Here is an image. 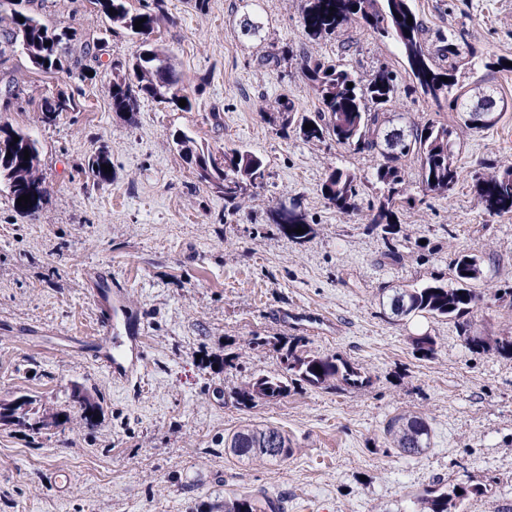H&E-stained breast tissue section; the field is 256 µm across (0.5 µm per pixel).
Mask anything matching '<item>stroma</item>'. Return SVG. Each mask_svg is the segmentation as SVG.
<instances>
[{
  "label": "stroma",
  "instance_id": "obj_1",
  "mask_svg": "<svg viewBox=\"0 0 512 512\" xmlns=\"http://www.w3.org/2000/svg\"><path fill=\"white\" fill-rule=\"evenodd\" d=\"M428 48L449 30L464 32L477 55L469 83L497 87L512 101V0H411ZM304 0H169L170 19L154 43L169 49L193 88L192 110L143 99L136 124L112 110L103 74L131 59L135 36L112 26L89 0H47L50 24L74 31L69 73L35 69L20 51L0 57V79L21 93L0 94V123L40 144L47 197L39 213L17 211L0 185V401L27 396L34 412H61L60 426L32 432L0 425V512H210L226 493L266 491L283 512H415V494L464 483L476 495L459 512H512V360L467 349L453 321L398 320L383 296L428 279L451 280L462 252L483 261L475 329L506 333L512 305V215L490 216L475 185L492 166L512 162V108L488 129H461L459 181L445 197L403 207L402 258L384 259L387 241L368 231L366 212L345 215L323 199L331 167L370 177L373 158L283 134L265 118L282 99L303 112L317 101L301 67L305 54L343 58L361 80L398 61L397 50L360 24L308 41ZM259 22L247 34L244 19ZM353 43L341 52L342 40ZM290 48L276 65L257 60ZM79 90V107L51 126L37 120L42 96ZM191 130L219 148L261 155L270 176L236 211L199 183L173 135ZM112 160V180L94 185L87 161ZM296 207L315 232L296 244L272 214ZM108 271L122 288L129 330L143 328L137 381L114 383L83 348L58 339L88 330L95 307L87 270ZM430 332L434 358L411 338ZM267 338L254 347L252 337ZM301 336L310 353L340 355L372 378L359 390L298 387L280 400L239 406L251 376L281 372L282 339ZM82 390L99 403L93 423L72 401ZM422 413L431 446L404 457L386 447L385 422ZM281 428L296 443L288 461L240 463L224 439L241 425ZM72 477L59 493L49 474Z\"/></svg>",
  "mask_w": 512,
  "mask_h": 512
}]
</instances>
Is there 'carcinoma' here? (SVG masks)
<instances>
[{"mask_svg": "<svg viewBox=\"0 0 512 512\" xmlns=\"http://www.w3.org/2000/svg\"><path fill=\"white\" fill-rule=\"evenodd\" d=\"M99 11L112 24L131 34L154 33L168 19V0H143L136 11H131L127 0H94ZM334 11H329V8ZM24 21H19V18ZM145 19L141 30H135V21ZM413 19L407 23V19ZM363 23L380 39L393 42L399 49L412 83L400 86L397 74L390 66L381 67L367 83L341 61L304 56L302 73L318 106L312 112H300L290 100L279 104L269 113L268 121L283 134L292 130L308 143L331 140L336 145L355 151L375 154L372 178L378 192L367 203L370 224L366 228L385 235L394 234L396 212L416 199L409 193L402 160L408 156L419 163L421 183L425 193L445 196L454 190L459 180L455 161L456 140L447 123L427 122L423 125L395 126L386 117L398 94H421L431 99L438 108H447L466 115L465 123L475 129L495 125L501 112L508 109V100L496 97L492 86L472 87L459 80V63L474 57L463 34L441 35L435 51L427 48L424 40V22L411 7V0H307L302 26L312 42L328 35H336L351 22ZM0 33L4 43L13 45L24 37V54L30 63L45 71L66 73L67 33L51 29L40 14L14 9L7 17L0 15ZM454 60L451 72L437 67L436 58ZM448 81H442V78ZM353 87H348V83ZM108 93L112 110L133 125L139 112V101H153L179 107V100L187 101L182 110L192 108L191 97L182 86L169 54L148 43L140 46L132 61L112 63ZM79 107L75 96L61 91L45 96L38 104L39 122L51 125L65 112ZM314 124L307 130L305 125ZM19 141H14V138ZM183 161L194 170L207 166L209 175H198L201 183L224 196V208L241 207L252 196L255 187L269 177L265 159L240 146H224L221 153L213 152L188 132L180 131L174 138ZM29 160H24V152ZM41 150L37 140L18 128L0 125V183L5 184L12 199L30 196L27 207L18 210L33 215L40 211L46 196L40 176ZM112 165L108 154L99 152L88 160V168L96 183H106L111 173L102 165ZM363 181L355 172L334 167L321 185V193L337 211L354 213L360 210ZM477 202L490 215L512 214V163L501 164L476 184ZM288 237L303 243L314 233L313 225L300 212L288 218V224H279ZM302 228L305 233L294 232ZM454 284L432 278L416 288L401 289L389 297L394 316L403 319L451 318L459 329L465 346L472 351L494 352L512 358V335L490 337L472 333L471 314L481 301V295L472 284L482 278L480 260L468 254H458L451 260ZM415 352L423 359L436 354L437 341L428 333L412 339ZM302 339L294 337L281 346V374L253 376L236 394L237 404L250 408L259 401H275L286 395L295 384L313 388H361L370 382L365 369L339 356H320L303 350ZM320 367L322 372L315 371ZM383 436L397 454L414 456L430 448L431 426L417 413H399L390 417L383 427ZM227 453L241 462L276 464L293 456V441L284 430L247 424L224 440ZM478 490L460 484L445 491H429L418 498L419 512H458L459 506ZM221 512H282L280 502L266 493L231 494L224 497Z\"/></svg>", "mask_w": 512, "mask_h": 512, "instance_id": "carcinoma-1", "label": "carcinoma"}]
</instances>
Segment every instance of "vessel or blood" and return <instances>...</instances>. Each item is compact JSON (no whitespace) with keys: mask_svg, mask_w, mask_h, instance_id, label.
I'll return each mask as SVG.
<instances>
[{"mask_svg":"<svg viewBox=\"0 0 512 512\" xmlns=\"http://www.w3.org/2000/svg\"><path fill=\"white\" fill-rule=\"evenodd\" d=\"M91 298L97 309L96 323L84 342L92 358L108 371L114 382L128 383L136 376L143 359L142 338L136 333H118L116 319L126 309L122 293L113 289L111 278L94 277Z\"/></svg>","mask_w":512,"mask_h":512,"instance_id":"b4317fda","label":"vessel or blood"}]
</instances>
